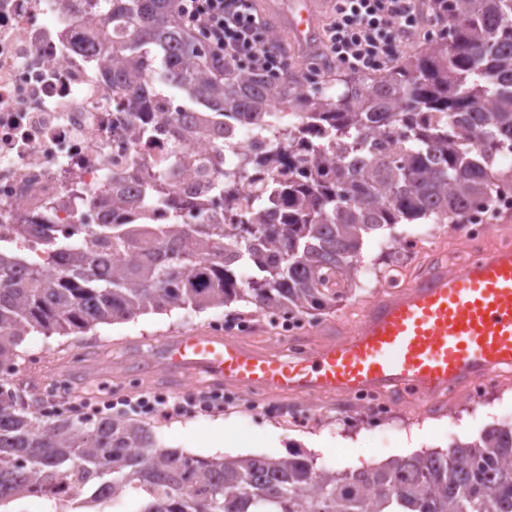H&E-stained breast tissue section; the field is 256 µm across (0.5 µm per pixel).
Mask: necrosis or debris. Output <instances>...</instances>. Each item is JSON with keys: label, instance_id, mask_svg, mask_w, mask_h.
<instances>
[{"label": "necrosis or debris", "instance_id": "necrosis-or-debris-1", "mask_svg": "<svg viewBox=\"0 0 512 512\" xmlns=\"http://www.w3.org/2000/svg\"><path fill=\"white\" fill-rule=\"evenodd\" d=\"M96 14L66 0H0V238L17 224L101 223L112 171L163 165L170 141L155 124L136 142L105 55L88 48Z\"/></svg>", "mask_w": 512, "mask_h": 512}]
</instances>
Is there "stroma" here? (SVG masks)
I'll return each instance as SVG.
<instances>
[{
    "label": "stroma",
    "instance_id": "stroma-1",
    "mask_svg": "<svg viewBox=\"0 0 512 512\" xmlns=\"http://www.w3.org/2000/svg\"><path fill=\"white\" fill-rule=\"evenodd\" d=\"M287 74L299 82L314 78L316 84L332 83L341 91L338 79L344 71L336 62L320 53L289 52ZM422 248L403 255L402 283H410L437 261L452 262L468 256L472 244L462 229H448L434 224ZM380 238L366 241L355 278L357 288L335 311L316 316L300 339L275 336L269 319H262L259 332L242 336L249 348L283 359L296 357L299 350H313L330 341L327 326L336 335L349 332L362 318L368 302L380 288L388 286L382 277L385 265ZM254 305L236 303L203 312L174 310L150 312L135 319L98 326L83 336H45L34 333L18 347L16 376L31 382H66L75 397L92 398L110 404L114 396L136 399L163 394L173 400L209 389L205 376L169 382L161 363V346L183 332L207 334L218 318L254 312ZM390 400L395 415L381 430L363 429L360 417L349 414L348 399L324 395L285 396L284 402L295 414L290 426H282L269 415L244 411L185 413L150 425L158 442L178 448L200 459L262 455L281 457L292 451L312 453L318 467L355 469L372 462L406 456L418 450H444L452 441L477 438L488 426L512 420V369L504 370L488 381L485 398L470 402L464 389L449 391L446 400H411L409 395L394 393ZM230 429L245 440L240 449L216 444L212 435L217 426Z\"/></svg>",
    "mask_w": 512,
    "mask_h": 512
}]
</instances>
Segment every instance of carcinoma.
Returning <instances> with one entry per match:
<instances>
[{"mask_svg":"<svg viewBox=\"0 0 512 512\" xmlns=\"http://www.w3.org/2000/svg\"><path fill=\"white\" fill-rule=\"evenodd\" d=\"M104 8L90 50L112 57V91L132 110L139 141L159 120L176 140L211 142L219 156L209 202L223 218L187 224L169 168L112 171L135 177L169 222L105 220L60 235L16 224L0 240V369L12 370L32 332L82 336L149 310L245 302L277 318L317 315L354 290L364 236L409 242L398 224L454 222L512 192V0H442L445 36L370 82L341 80L297 91L289 78L225 73L178 21L174 0H67ZM181 96L162 112L145 89ZM250 126L268 154L239 157L223 118ZM368 155L351 171L349 156ZM66 480L64 508L104 512L112 488L124 512H512V421L448 451L394 457L354 470L285 457L194 459L168 451L146 424L124 415L88 423L47 420L0 378V501Z\"/></svg>","mask_w":512,"mask_h":512,"instance_id":"obj_1","label":"carcinoma"}]
</instances>
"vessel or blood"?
Segmentation results:
<instances>
[{"mask_svg": "<svg viewBox=\"0 0 512 512\" xmlns=\"http://www.w3.org/2000/svg\"><path fill=\"white\" fill-rule=\"evenodd\" d=\"M322 2L266 0L264 12L305 50L318 36ZM161 355L171 373L201 374L242 391L397 390L430 399L512 367V248L437 265L409 287L378 292L353 331L291 360L197 333L170 337Z\"/></svg>", "mask_w": 512, "mask_h": 512, "instance_id": "vessel-or-blood-1", "label": "vessel or blood"}]
</instances>
